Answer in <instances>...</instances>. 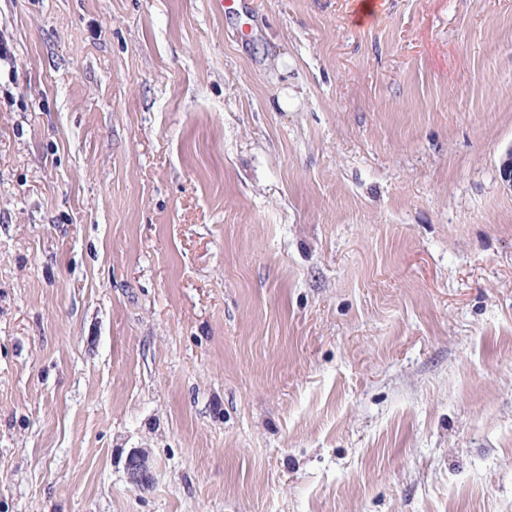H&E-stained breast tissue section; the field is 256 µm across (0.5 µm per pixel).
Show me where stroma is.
Instances as JSON below:
<instances>
[{"instance_id": "stroma-1", "label": "stroma", "mask_w": 512, "mask_h": 512, "mask_svg": "<svg viewBox=\"0 0 512 512\" xmlns=\"http://www.w3.org/2000/svg\"><path fill=\"white\" fill-rule=\"evenodd\" d=\"M362 2L0 0V512H512V0ZM124 467L130 483L138 489L149 488L154 479L151 451L147 448L130 449Z\"/></svg>"}]
</instances>
